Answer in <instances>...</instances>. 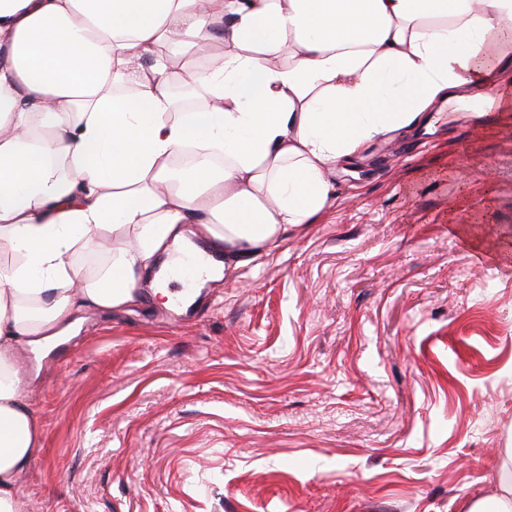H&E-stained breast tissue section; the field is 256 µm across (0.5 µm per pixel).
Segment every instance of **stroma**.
<instances>
[{
	"mask_svg": "<svg viewBox=\"0 0 512 512\" xmlns=\"http://www.w3.org/2000/svg\"><path fill=\"white\" fill-rule=\"evenodd\" d=\"M376 142L270 254L174 312H78L17 358L21 512H468L512 440V119Z\"/></svg>",
	"mask_w": 512,
	"mask_h": 512,
	"instance_id": "stroma-1",
	"label": "stroma"
}]
</instances>
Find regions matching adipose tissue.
I'll return each instance as SVG.
<instances>
[{"label": "adipose tissue", "mask_w": 512, "mask_h": 512, "mask_svg": "<svg viewBox=\"0 0 512 512\" xmlns=\"http://www.w3.org/2000/svg\"><path fill=\"white\" fill-rule=\"evenodd\" d=\"M224 50L186 74L168 54ZM512 0H0V512L41 446L18 347L138 303L184 224L235 268L331 200L329 176L439 103L512 112ZM194 144L197 163L170 160ZM111 240L93 276L77 247Z\"/></svg>", "instance_id": "adipose-tissue-1"}]
</instances>
